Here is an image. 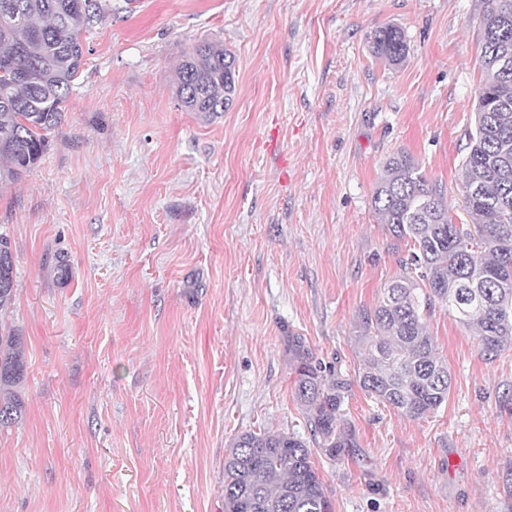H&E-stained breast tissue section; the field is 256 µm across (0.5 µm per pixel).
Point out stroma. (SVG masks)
<instances>
[{
    "label": "stroma",
    "instance_id": "obj_1",
    "mask_svg": "<svg viewBox=\"0 0 512 512\" xmlns=\"http://www.w3.org/2000/svg\"><path fill=\"white\" fill-rule=\"evenodd\" d=\"M60 124L0 183L23 339L22 420L0 429V512H224V460L259 429L308 437L286 338L351 388L334 512H512V348L427 315L452 384L428 418L354 385L364 316L409 247L372 207L404 151L458 224L481 0H110ZM387 26L397 65L375 56ZM236 58L232 105L189 112L177 65ZM69 279H60L57 259ZM374 52L391 62L399 64L407 53V43L403 33L395 27H386L374 35Z\"/></svg>",
    "mask_w": 512,
    "mask_h": 512
}]
</instances>
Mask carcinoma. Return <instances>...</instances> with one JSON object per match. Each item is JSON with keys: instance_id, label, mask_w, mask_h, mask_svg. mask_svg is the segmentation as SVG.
<instances>
[{"instance_id": "1", "label": "carcinoma", "mask_w": 512, "mask_h": 512, "mask_svg": "<svg viewBox=\"0 0 512 512\" xmlns=\"http://www.w3.org/2000/svg\"><path fill=\"white\" fill-rule=\"evenodd\" d=\"M101 0H0V180H17L44 155L83 66L82 31L98 22ZM485 79L474 131L460 167L473 224L453 222L441 190L410 156L383 165L372 206L394 238L412 243L403 275L365 315L361 388L399 414L419 420L448 399V365L434 352L425 316L441 302L492 359L512 346V0H485L481 17ZM374 52L403 61V33L386 27ZM235 58L202 41L178 67V96L190 112H222L236 90ZM14 260L0 233V311L14 296ZM294 393L313 444L330 459L352 446L341 408L346 382L323 369L300 336L288 337ZM24 375L22 344L0 336V428L16 423L24 402L13 388ZM224 512H334L301 438L249 431L224 463Z\"/></svg>"}]
</instances>
